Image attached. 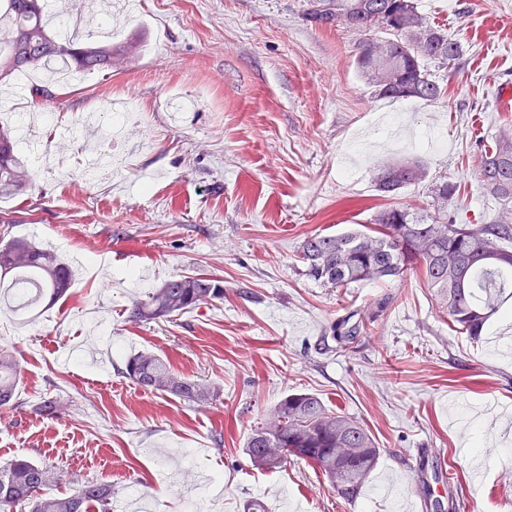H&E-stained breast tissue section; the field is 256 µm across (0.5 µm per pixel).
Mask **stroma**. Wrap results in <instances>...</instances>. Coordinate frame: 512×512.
<instances>
[{
	"label": "stroma",
	"instance_id": "35a3bbf8",
	"mask_svg": "<svg viewBox=\"0 0 512 512\" xmlns=\"http://www.w3.org/2000/svg\"><path fill=\"white\" fill-rule=\"evenodd\" d=\"M86 29L134 45L133 61L53 84L29 109L45 147L103 140L86 118L123 106L129 121L110 173H37L26 195L0 200V241L54 249L74 272L53 307L0 299V344L21 368L20 404L0 409V465L25 455L52 465L60 491L110 482L112 504L151 512H437L458 478L462 512H512V318L480 339L455 331L418 270L331 288L303 272L299 245L369 223L378 210L430 209L440 178L459 185L448 212L486 224L502 210L478 182L480 156L512 136V0H418L460 41L457 64L431 62L434 102L391 100L360 74L361 32L321 28L307 0H85ZM440 149L414 147L426 130ZM416 160L426 177L380 193L378 165ZM207 273L224 298L172 321H131L133 303L167 278ZM368 325L347 347L333 329ZM213 389L199 406L122 374L141 351ZM316 394L364 423L381 458L360 498L339 499L300 460L267 471L245 453L251 430L288 392ZM64 409L37 414L46 395ZM428 480L431 497L419 492Z\"/></svg>",
	"mask_w": 512,
	"mask_h": 512
}]
</instances>
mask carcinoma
<instances>
[{
	"mask_svg": "<svg viewBox=\"0 0 512 512\" xmlns=\"http://www.w3.org/2000/svg\"><path fill=\"white\" fill-rule=\"evenodd\" d=\"M306 20L318 27L342 26L365 34L356 64L386 98L434 102L443 88L425 68L428 60L454 64L461 44L428 24L414 0H309ZM131 48L110 38L87 36L83 43L52 37L43 0H0V83L19 74L49 69L54 60L81 73L112 72ZM10 132L0 128V200L31 188L35 172L15 152ZM425 176L415 161L382 165L376 184L395 193ZM478 178L495 198L512 203V137L504 136L482 155ZM459 187L448 180L432 188L433 212L416 215L398 206L379 210L367 230L311 234L300 245L305 275L324 286L348 287L396 277L418 269L441 309L459 332L478 339L492 319L512 313V226L455 224L448 206ZM73 271L48 248L25 239L0 243V291L25 284L53 304L66 297ZM224 298V281L204 274L176 275L135 302L130 318L156 321L182 315ZM145 389L183 401L209 403L210 389L174 371L161 356L143 351L122 371ZM18 362L0 346V408L18 406ZM245 451L258 469H274L289 458L320 470L342 500L354 502L376 469L380 448L357 420L327 407L310 393L285 394L247 438ZM59 481L51 468L27 456L0 466V512H112V485L87 480L70 493L55 495Z\"/></svg>",
	"mask_w": 512,
	"mask_h": 512,
	"instance_id": "cac0c4a2",
	"label": "carcinoma"
}]
</instances>
